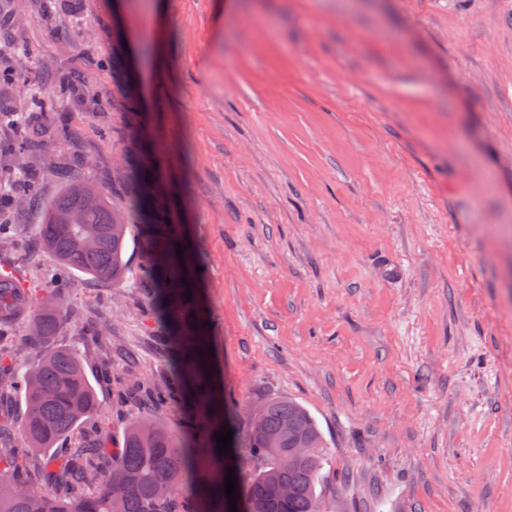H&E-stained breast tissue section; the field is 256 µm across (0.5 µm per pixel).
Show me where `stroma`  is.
<instances>
[{"mask_svg": "<svg viewBox=\"0 0 512 512\" xmlns=\"http://www.w3.org/2000/svg\"><path fill=\"white\" fill-rule=\"evenodd\" d=\"M0 61L56 117L38 149L0 126L9 192L52 198L63 167L122 207L121 168L155 158L234 445L292 398L327 512H512V0H0ZM73 69L93 102L54 93ZM40 222L17 206L0 267L41 287ZM131 236L124 284L70 275L57 343L158 383Z\"/></svg>", "mask_w": 512, "mask_h": 512, "instance_id": "stroma-1", "label": "stroma"}]
</instances>
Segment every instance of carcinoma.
Masks as SVG:
<instances>
[{"mask_svg":"<svg viewBox=\"0 0 512 512\" xmlns=\"http://www.w3.org/2000/svg\"><path fill=\"white\" fill-rule=\"evenodd\" d=\"M23 67L0 65V85L25 84ZM62 96L87 98L78 72L56 80ZM3 119L16 124L31 148L41 146L39 126L51 109L34 90L19 104L0 107ZM149 162L124 171L122 181L137 182L130 207L111 206L104 192L89 182L63 174L61 190L41 201L24 189L18 198L41 206L42 224L33 242L59 265L60 277L50 288H26L13 270L0 271V324L26 317L28 302L36 305L33 336L48 346L34 361L16 368L20 350L0 335V512H215L209 500L228 504L224 493L227 469L216 470L194 448V419L176 436L157 425L158 410L177 405L187 395L191 370L186 357L198 351L191 336L170 338L162 347L169 357L170 375L162 384L112 378L116 404L149 407L127 419L123 448L116 455L106 448L107 421L98 417L99 402L84 359L55 345L63 315L59 300L68 287L67 275L79 272L92 279L123 282L129 270L125 259L131 224L143 221L140 242L145 258L142 275L154 289L151 314L162 323L173 321L176 301L193 290L183 283L177 243L167 235L166 199L151 190ZM23 395L25 410L15 418L8 407L12 395ZM264 433L247 434L250 469L234 472L236 508L250 512H315L319 497L325 440L308 410L290 399L270 398L256 406ZM302 442L315 453L288 468L280 457ZM286 484L292 493L279 497Z\"/></svg>","mask_w":512,"mask_h":512,"instance_id":"cac0c4a2","label":"carcinoma"}]
</instances>
